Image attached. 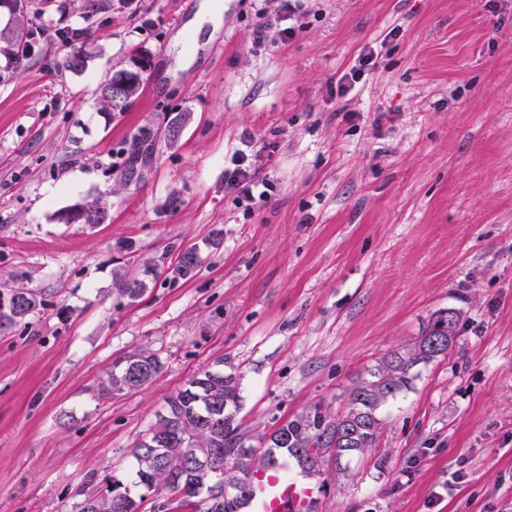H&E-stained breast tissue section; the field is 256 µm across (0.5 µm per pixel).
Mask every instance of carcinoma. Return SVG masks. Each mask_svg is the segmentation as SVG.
<instances>
[{"instance_id": "1", "label": "carcinoma", "mask_w": 512, "mask_h": 512, "mask_svg": "<svg viewBox=\"0 0 512 512\" xmlns=\"http://www.w3.org/2000/svg\"><path fill=\"white\" fill-rule=\"evenodd\" d=\"M83 9L85 19L90 20L112 9V0H83ZM0 44L5 47V55L19 62L28 58L27 45L21 41L0 36ZM67 213L78 224H98L107 216L105 207L97 203H77ZM199 262L197 251L188 249L182 253L176 272L188 276ZM145 290L146 284L140 279L124 274L117 279V291L123 296L135 299ZM14 295L28 298V306L4 316L11 322L24 318L36 307L34 293L19 289ZM448 335L456 336V325L445 323L441 316L435 318L418 341L392 351L375 369L352 382L343 413L333 414L314 405L281 423L270 434L258 437L257 450L236 420L242 402L237 376L211 377L205 370L167 400L165 412L156 415L149 432L130 448L135 461L132 485L114 479L102 490L95 485L96 474L92 472L87 487L78 491V512H143L145 496L135 492L137 488L148 492L165 489L176 495L177 500L159 505L167 512L175 508L237 512L246 489L226 496L224 488L238 485L243 465L252 474L275 464L285 451L307 474L323 473L325 464L330 462L338 467L342 459L372 447L381 426L379 408L410 388L416 377L414 369L448 354V345L437 350L427 348L430 337ZM163 367L154 351L136 350L112 363L107 376L97 385L98 395L112 396L118 384L129 392L141 389ZM214 448L222 452L211 465L197 466L196 458L205 457Z\"/></svg>"}]
</instances>
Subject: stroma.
<instances>
[{
  "label": "stroma",
  "instance_id": "obj_1",
  "mask_svg": "<svg viewBox=\"0 0 512 512\" xmlns=\"http://www.w3.org/2000/svg\"><path fill=\"white\" fill-rule=\"evenodd\" d=\"M207 2L88 21L70 0L21 67L0 55V302L38 299L0 324V512H76L92 472L131 483L130 448L219 361L250 434L343 412L450 308L452 348L380 408L372 448L313 477L320 512H512V0H295L301 28L266 45L251 0L194 34ZM84 27V69L60 68V30ZM369 46L377 68L339 92ZM139 50L141 93L106 111L99 84ZM241 151L266 198L226 187ZM94 201L104 223L63 220ZM140 348L161 373L99 397Z\"/></svg>",
  "mask_w": 512,
  "mask_h": 512
}]
</instances>
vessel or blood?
I'll return each instance as SVG.
<instances>
[{
  "mask_svg": "<svg viewBox=\"0 0 512 512\" xmlns=\"http://www.w3.org/2000/svg\"><path fill=\"white\" fill-rule=\"evenodd\" d=\"M238 512H318V498L311 484L289 476L282 458L250 476Z\"/></svg>",
  "mask_w": 512,
  "mask_h": 512,
  "instance_id": "1",
  "label": "vessel or blood"
}]
</instances>
